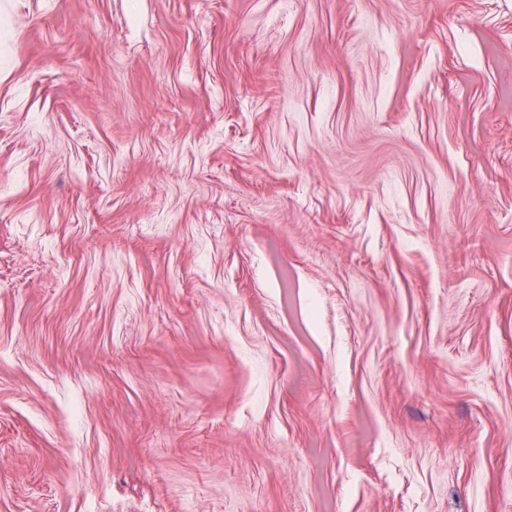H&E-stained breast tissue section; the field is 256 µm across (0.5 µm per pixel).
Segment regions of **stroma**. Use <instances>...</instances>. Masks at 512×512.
Here are the masks:
<instances>
[{
    "label": "stroma",
    "instance_id": "stroma-1",
    "mask_svg": "<svg viewBox=\"0 0 512 512\" xmlns=\"http://www.w3.org/2000/svg\"><path fill=\"white\" fill-rule=\"evenodd\" d=\"M0 512H512V0H0Z\"/></svg>",
    "mask_w": 512,
    "mask_h": 512
}]
</instances>
